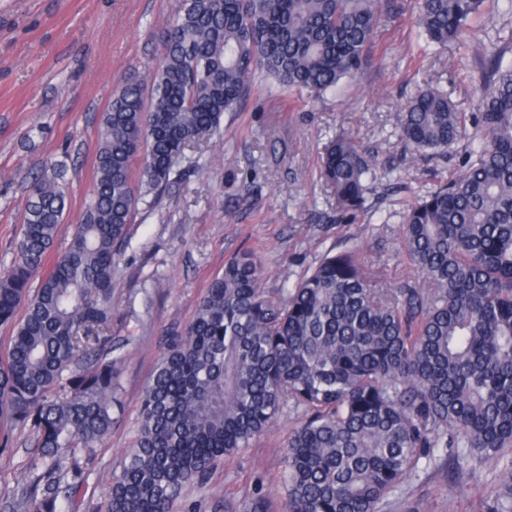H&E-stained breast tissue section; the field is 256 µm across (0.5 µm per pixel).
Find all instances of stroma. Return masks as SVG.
Wrapping results in <instances>:
<instances>
[{"label":"stroma","instance_id":"1","mask_svg":"<svg viewBox=\"0 0 512 512\" xmlns=\"http://www.w3.org/2000/svg\"><path fill=\"white\" fill-rule=\"evenodd\" d=\"M176 0H0V269L16 258L30 178L59 165L66 196L58 246L71 239L95 179L105 112L124 81L149 83ZM512 11L489 0L467 32L468 55L427 45L411 8L382 18L371 61L336 92L288 95L263 83L225 113L207 150L211 168L190 176L153 206L139 205L113 279L112 335L123 411L85 471L91 507L104 505L109 480L132 447L141 394L172 329L183 328L198 299L237 252L257 251L264 288L276 293L314 268L328 251L359 246L363 269L383 287L423 283L402 246L401 214L419 196L461 170L460 150L432 160L404 151L396 114L422 89L448 94L474 113L488 85L486 60L512 65ZM354 134L377 161L363 211L336 221L335 200L319 178L320 151L337 133ZM303 408L284 404L274 426L219 465L212 482L188 487L176 512H224V500L264 495L282 512L284 456ZM31 458L24 434L0 447V490L22 484ZM504 463H450L444 450L395 486L381 512H488Z\"/></svg>","mask_w":512,"mask_h":512}]
</instances>
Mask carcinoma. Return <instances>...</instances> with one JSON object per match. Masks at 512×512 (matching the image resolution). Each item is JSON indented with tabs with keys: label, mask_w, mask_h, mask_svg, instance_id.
<instances>
[{
	"label": "carcinoma",
	"mask_w": 512,
	"mask_h": 512,
	"mask_svg": "<svg viewBox=\"0 0 512 512\" xmlns=\"http://www.w3.org/2000/svg\"><path fill=\"white\" fill-rule=\"evenodd\" d=\"M486 0H417L427 44L467 47ZM396 0H178L150 95L116 91L103 116L90 200L47 264L66 209L59 173L29 186L15 262L0 271V418L34 441L12 512H89L84 470L114 423L112 278L136 209L182 179L185 150L211 143L257 78L322 96L369 60ZM474 120L482 135L467 137ZM416 153L467 139L459 175L402 215L421 286L382 288L357 250L325 256L279 295L253 251L224 263L170 336L141 399L134 445L112 474L106 512H174L292 401L306 419L286 449L284 512H379L434 448L455 461L512 448V67L496 64L481 112L421 90L398 113ZM320 178L336 210L364 208L374 177L349 135L328 141ZM42 273L38 288L32 277ZM21 319H16L18 309ZM268 512L266 499L224 500ZM496 512H512V460Z\"/></svg>",
	"instance_id": "carcinoma-1"
}]
</instances>
